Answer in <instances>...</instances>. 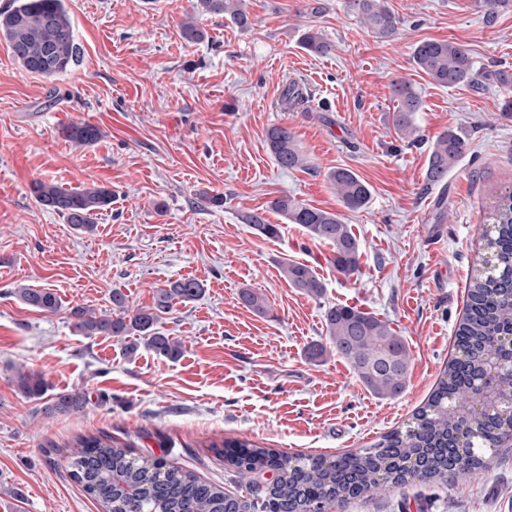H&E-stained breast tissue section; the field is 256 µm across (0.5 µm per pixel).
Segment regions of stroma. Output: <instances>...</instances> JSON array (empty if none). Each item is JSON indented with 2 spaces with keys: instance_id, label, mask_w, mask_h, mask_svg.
Wrapping results in <instances>:
<instances>
[{
  "instance_id": "1",
  "label": "stroma",
  "mask_w": 512,
  "mask_h": 512,
  "mask_svg": "<svg viewBox=\"0 0 512 512\" xmlns=\"http://www.w3.org/2000/svg\"><path fill=\"white\" fill-rule=\"evenodd\" d=\"M345 3L245 0L250 28L205 15L204 40L189 43L181 24L192 0H65L83 54L53 77L24 71L0 39V512H103L65 468L63 448L80 436L166 456L234 493L233 468L214 450L225 439L336 454L369 446L423 405L451 353L483 226L512 191V118L500 112L512 86L431 84L413 47L462 42L476 66L512 67V8L386 0L398 31L379 39ZM310 29L334 44L331 55L302 47ZM399 77L423 98L413 143L392 125ZM292 82L307 93L294 109L279 102ZM80 121L101 130L96 144L65 137ZM277 125L293 132L304 168L276 162L267 134ZM450 129L468 150L448 174L442 210L424 174L432 144ZM339 167L369 186L364 209L343 207L327 178ZM37 181L98 185L112 204L86 234L37 203ZM217 194L223 207L207 205ZM282 195L350 225L358 272L337 273L329 246L277 215L274 240L242 223V212ZM431 224L446 233L435 247ZM287 260L314 267L321 297L288 284ZM188 277L202 282L201 296L175 304L162 324L183 344L177 360L143 346L129 354L123 340L71 327V308L107 309L113 289L137 309ZM21 287L52 289L60 310L25 305ZM245 290L267 314L241 304ZM336 305L363 308L405 339L400 396L369 392L330 347L325 312ZM18 367L42 374L50 393L84 390L87 406L44 415L41 401L16 393ZM345 512H512V440L469 477L414 482Z\"/></svg>"
}]
</instances>
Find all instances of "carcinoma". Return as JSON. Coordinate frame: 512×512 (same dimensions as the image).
Masks as SVG:
<instances>
[{
    "instance_id": "obj_1",
    "label": "carcinoma",
    "mask_w": 512,
    "mask_h": 512,
    "mask_svg": "<svg viewBox=\"0 0 512 512\" xmlns=\"http://www.w3.org/2000/svg\"><path fill=\"white\" fill-rule=\"evenodd\" d=\"M348 7L375 37L395 35L396 19L384 0H348ZM193 11L223 15L242 29L250 27L243 0H194ZM0 38L8 43L22 69L44 77L67 71L81 56L64 0H15L10 8L0 10ZM301 45L319 55L334 51V44L311 30L302 35ZM413 61L431 83L442 87L512 85V69H481L468 46L451 40L418 43ZM390 90L397 102L395 129L401 136L414 133V116L423 106L421 92L406 79L394 80ZM64 134L79 146L92 145L101 137L97 126L82 122L67 127ZM268 145L281 167L303 166V155L288 127L271 128ZM465 147L461 133L450 129L441 134L429 153L427 183L443 182ZM328 180L346 208L357 211L369 203V187L353 170L337 168L328 173ZM33 193L42 207L85 233L95 231L97 212L112 204V191L97 185L66 189L39 181ZM270 209L287 223L301 225L314 241L331 246L338 273L349 277L359 270L360 242L336 213L288 196L271 201ZM241 220L262 238L279 237L281 226L269 223L263 210L245 211ZM491 224L482 235L483 257L455 331L453 354L435 389L405 428L392 430L368 448L329 457L290 455L246 440L226 439L222 452L236 469L243 494H228L224 487L172 465L163 456L136 458L128 449L115 448L96 436L80 437L67 449L64 458L69 475L105 512H332L363 495L396 491L415 480L426 483L448 474L468 476L488 467V436L495 431L500 438L512 434V413L504 412L512 402V379L496 385L502 401L497 408L473 406L471 385L485 372L487 363L500 356L512 335V193L501 198ZM281 272L292 287L310 297L318 298L324 292L323 281L307 264L286 260ZM202 291L196 279L174 280L157 290L153 304L131 311L126 295L114 288L110 311L98 314L76 308L71 312L72 327L82 336L127 339L130 353L143 344L159 356L176 360L182 344L160 330L162 315L176 303L196 300ZM17 294L39 312L54 314L61 308L60 298L49 289L20 288ZM325 325L336 354L367 390L382 398L403 393L409 350L387 322L361 308L336 306L327 309ZM12 383L30 399H40L48 390L40 374L23 368L15 370ZM86 404L83 392L70 390L52 395L43 410L48 415H68ZM270 469L275 477L263 493L258 475Z\"/></svg>"
}]
</instances>
